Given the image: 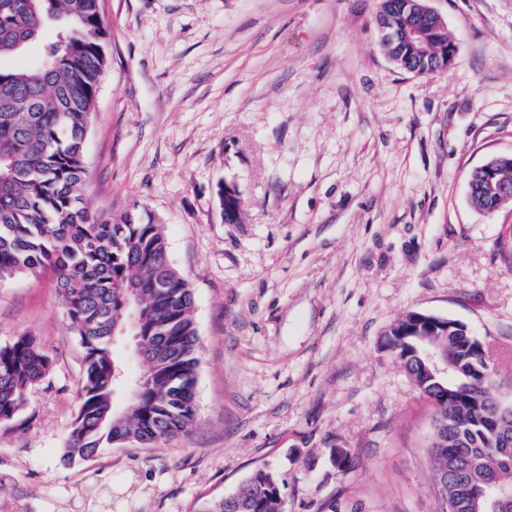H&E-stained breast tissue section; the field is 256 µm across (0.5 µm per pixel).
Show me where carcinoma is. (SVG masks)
<instances>
[{
    "label": "carcinoma",
    "mask_w": 512,
    "mask_h": 512,
    "mask_svg": "<svg viewBox=\"0 0 512 512\" xmlns=\"http://www.w3.org/2000/svg\"><path fill=\"white\" fill-rule=\"evenodd\" d=\"M101 0H0V60L43 41L39 61L23 69L0 66V280L16 274L53 275L65 313L86 355L83 399L65 444L69 464L128 442L156 444L185 432L195 416L198 335L192 291L171 264L162 225L124 212L103 217L84 203V144L106 57L107 28ZM377 18L393 38L380 39L384 55L398 69L430 74L454 42L431 12L413 15L405 0H380ZM409 28L420 36H406ZM473 207L497 209L490 192L471 188ZM148 338L144 370L134 389L116 334L129 310ZM424 332L405 314L393 329L395 343L412 352ZM473 352H453L457 368L448 379L433 375L412 357L408 367L430 389L457 394L434 408L467 443L473 463L459 481L438 488L440 502L466 497V488L492 486L497 494L482 512H512V454L489 483L484 466L482 424L494 392L472 372ZM50 353L32 335L0 346V424L19 420L28 395L49 374ZM433 468L448 464V444L428 448ZM226 498L203 512H284L283 483L271 470L254 471Z\"/></svg>",
    "instance_id": "obj_1"
}]
</instances>
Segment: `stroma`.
I'll return each instance as SVG.
<instances>
[{
    "instance_id": "1",
    "label": "stroma",
    "mask_w": 512,
    "mask_h": 512,
    "mask_svg": "<svg viewBox=\"0 0 512 512\" xmlns=\"http://www.w3.org/2000/svg\"><path fill=\"white\" fill-rule=\"evenodd\" d=\"M429 5L457 53L413 75L378 49L379 0H103L82 193L162 225L193 293L195 418L65 463L85 349L51 274L0 280V345L53 357L0 425V512H199L266 467L284 512H439L432 407L382 343L408 312L459 320L512 398V205L467 196L512 154V0ZM508 156H512V154L494 157L488 162L476 168L479 174L481 175L485 186L493 194H491L489 191L479 189L476 187L471 188L470 202L475 209L481 212L491 214L497 209V198L499 199V207L506 203H512V191L510 192V190L501 187L498 183L494 181V167L496 163L501 158H505ZM494 194L496 196H494ZM221 201V208L225 216H236L240 213L243 205L241 194L237 186L233 183L224 182V186L221 185L218 190L219 198L223 196Z\"/></svg>"
}]
</instances>
